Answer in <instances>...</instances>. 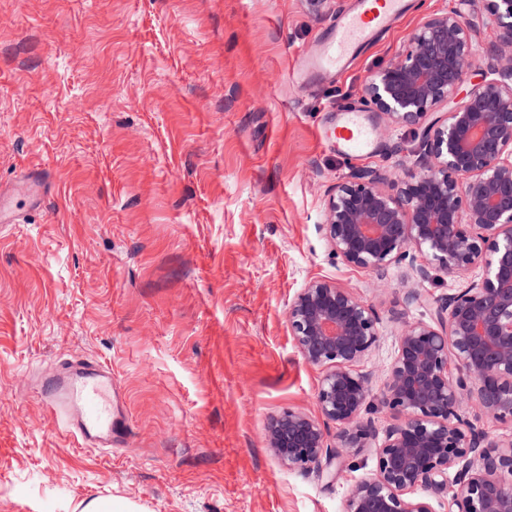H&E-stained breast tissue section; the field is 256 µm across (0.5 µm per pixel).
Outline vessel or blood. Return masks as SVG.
<instances>
[{
  "label": "vessel or blood",
  "instance_id": "vessel-or-blood-1",
  "mask_svg": "<svg viewBox=\"0 0 512 512\" xmlns=\"http://www.w3.org/2000/svg\"><path fill=\"white\" fill-rule=\"evenodd\" d=\"M412 0H354L318 40L315 51L304 54L297 71L303 81H314L344 68L347 62L379 34L390 29L411 8ZM348 157L362 156L371 133L360 117L347 113L332 134ZM41 186L35 181L19 185L15 193L0 191V223L16 221L18 198L36 203ZM112 370L74 352L62 353L51 374L36 385L46 413L54 424L87 448H108L123 423L114 419Z\"/></svg>",
  "mask_w": 512,
  "mask_h": 512
}]
</instances>
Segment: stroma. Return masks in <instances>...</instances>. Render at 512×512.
<instances>
[{
	"mask_svg": "<svg viewBox=\"0 0 512 512\" xmlns=\"http://www.w3.org/2000/svg\"><path fill=\"white\" fill-rule=\"evenodd\" d=\"M352 2L0 0V188L33 168L48 187L0 227V512H343L371 451L331 483L265 445L271 417L320 415L288 308L315 279L373 306L356 370L378 390L399 317L434 322L456 286L405 263L378 283L319 231L337 178L393 168L414 138L367 108L370 76L456 4L413 0L349 72L300 84ZM344 103L374 133L352 161L321 136ZM66 350L112 368L129 423L112 447L61 434L33 392Z\"/></svg>",
	"mask_w": 512,
	"mask_h": 512,
	"instance_id": "1",
	"label": "stroma"
}]
</instances>
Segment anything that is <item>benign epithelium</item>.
<instances>
[{
    "instance_id": "7a95c632",
    "label": "benign epithelium",
    "mask_w": 512,
    "mask_h": 512,
    "mask_svg": "<svg viewBox=\"0 0 512 512\" xmlns=\"http://www.w3.org/2000/svg\"><path fill=\"white\" fill-rule=\"evenodd\" d=\"M464 4L467 16L454 6L424 17L366 87L388 126L420 132L412 166L336 180L321 224L348 266L383 278L406 262L423 280L433 269L461 280L439 301L436 323L407 322L398 335L380 406L399 422L382 439L365 419L374 408L370 377L354 370L379 340L374 308L316 279L288 309L302 359L326 368L316 399L338 444L329 448L319 421L288 410L270 420L267 447L283 465L332 483L374 447L344 512H437L416 491L439 495L450 484V512H512V441L499 444L478 427L483 418L512 424V0ZM485 13L499 54L462 94ZM476 269L482 276L469 278ZM466 401L472 420L460 414Z\"/></svg>"
}]
</instances>
